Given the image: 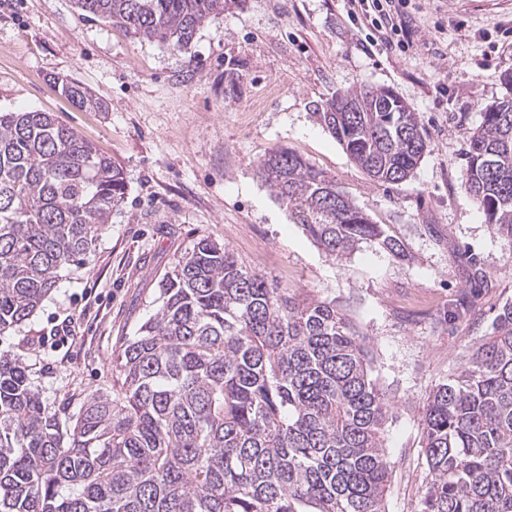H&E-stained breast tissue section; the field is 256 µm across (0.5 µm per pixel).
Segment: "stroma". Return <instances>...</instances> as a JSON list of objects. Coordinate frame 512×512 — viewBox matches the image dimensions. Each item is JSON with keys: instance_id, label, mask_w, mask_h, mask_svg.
Masks as SVG:
<instances>
[{"instance_id": "stroma-1", "label": "stroma", "mask_w": 512, "mask_h": 512, "mask_svg": "<svg viewBox=\"0 0 512 512\" xmlns=\"http://www.w3.org/2000/svg\"><path fill=\"white\" fill-rule=\"evenodd\" d=\"M346 0H227L187 46L83 18L75 0H0V110L41 111L124 171L123 205L37 314L0 335L61 419L112 387V359L157 310L162 279L207 238L269 282L344 309L391 399L382 433L386 512H420L423 409L512 303V242L465 190L468 136L507 96L512 0H411L406 50L368 45ZM105 104L89 112L57 86ZM392 89L417 112L427 150L398 184L370 180L317 116L336 94ZM285 148L334 176L401 245L365 241L327 257L259 178ZM62 94L80 109L105 111L104 105L83 84L74 80H62Z\"/></svg>"}]
</instances>
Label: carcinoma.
<instances>
[{
    "mask_svg": "<svg viewBox=\"0 0 512 512\" xmlns=\"http://www.w3.org/2000/svg\"><path fill=\"white\" fill-rule=\"evenodd\" d=\"M225 0H76L138 39L186 46ZM62 94L105 111L83 84ZM375 182L397 184L427 149L392 90L355 89L319 113ZM464 187L512 241V97L469 132ZM262 180L340 261L364 240L391 252L336 180L285 149ZM120 167L47 112H0V334L28 322L125 197ZM162 304L115 356L112 390L62 426L23 358L0 352V512H385L381 443L393 404L369 378L359 331L332 303L269 284L200 239ZM421 512H512V304L428 397Z\"/></svg>",
    "mask_w": 512,
    "mask_h": 512,
    "instance_id": "1",
    "label": "carcinoma"
}]
</instances>
